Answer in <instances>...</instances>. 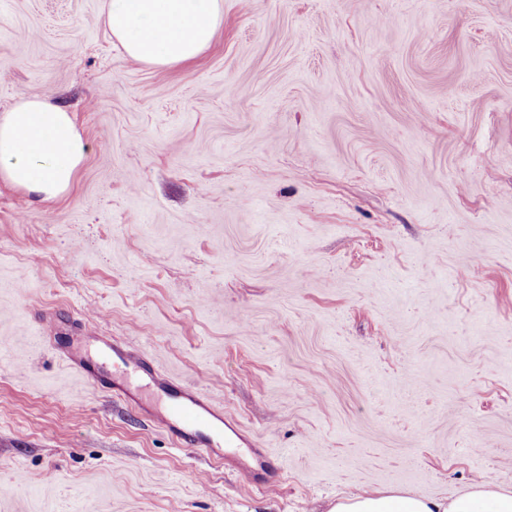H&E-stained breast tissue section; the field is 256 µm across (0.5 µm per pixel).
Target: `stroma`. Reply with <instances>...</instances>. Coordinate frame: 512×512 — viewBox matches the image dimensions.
Returning a JSON list of instances; mask_svg holds the SVG:
<instances>
[{
    "label": "stroma",
    "instance_id": "35a3bbf8",
    "mask_svg": "<svg viewBox=\"0 0 512 512\" xmlns=\"http://www.w3.org/2000/svg\"><path fill=\"white\" fill-rule=\"evenodd\" d=\"M103 4L0 0V113L48 98L87 145L57 199L0 181V512L512 490V0H223L173 67L126 60ZM42 315L246 444L178 447ZM59 352L95 388L125 396L181 447L224 458V447H233L236 441L245 443L239 428L224 417V410L205 388L166 377L143 353L89 333L71 336ZM111 364L122 366L125 372L145 381L158 402L146 401L138 388L113 380L107 370Z\"/></svg>",
    "mask_w": 512,
    "mask_h": 512
}]
</instances>
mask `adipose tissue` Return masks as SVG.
<instances>
[{
  "label": "adipose tissue",
  "mask_w": 512,
  "mask_h": 512,
  "mask_svg": "<svg viewBox=\"0 0 512 512\" xmlns=\"http://www.w3.org/2000/svg\"><path fill=\"white\" fill-rule=\"evenodd\" d=\"M104 20L125 57L165 67L195 59L222 19L221 0H104ZM86 144L69 113L22 97L0 113V179L45 200L70 188ZM328 512H512V490L482 481L452 500L393 490L336 499Z\"/></svg>",
  "instance_id": "1"
}]
</instances>
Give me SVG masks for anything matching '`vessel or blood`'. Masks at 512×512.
Listing matches in <instances>:
<instances>
[{
  "label": "vessel or blood",
  "instance_id": "1",
  "mask_svg": "<svg viewBox=\"0 0 512 512\" xmlns=\"http://www.w3.org/2000/svg\"><path fill=\"white\" fill-rule=\"evenodd\" d=\"M60 355L95 388L125 396L181 447L220 457L241 438L238 427L229 422L205 388L166 377L143 353L86 333L71 337ZM112 365L145 381L153 391V400H145L138 388L113 380L108 371Z\"/></svg>",
  "mask_w": 512,
  "mask_h": 512
}]
</instances>
